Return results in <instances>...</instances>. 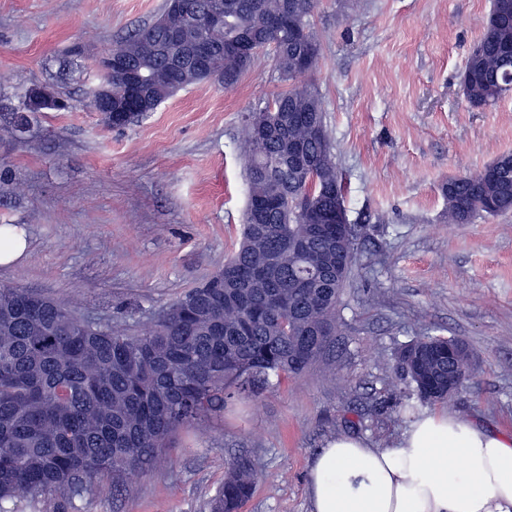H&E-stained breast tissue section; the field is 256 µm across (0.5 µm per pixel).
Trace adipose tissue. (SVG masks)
Listing matches in <instances>:
<instances>
[{
    "mask_svg": "<svg viewBox=\"0 0 512 512\" xmlns=\"http://www.w3.org/2000/svg\"><path fill=\"white\" fill-rule=\"evenodd\" d=\"M313 512H512V434L442 410L389 448L342 436L314 457Z\"/></svg>",
    "mask_w": 512,
    "mask_h": 512,
    "instance_id": "1",
    "label": "adipose tissue"
}]
</instances>
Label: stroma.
<instances>
[{
    "label": "stroma",
    "instance_id": "obj_1",
    "mask_svg": "<svg viewBox=\"0 0 512 512\" xmlns=\"http://www.w3.org/2000/svg\"><path fill=\"white\" fill-rule=\"evenodd\" d=\"M164 0H0V224L28 246L0 267V285L52 296L81 319L148 326L167 303L223 267L247 204L244 113L281 91L260 56L234 86H187L125 129L85 101L94 61ZM491 0H319L315 79L345 183L356 263L340 304L335 357L224 420L186 428L175 448L116 498L108 481L66 512H209L227 462L259 467L240 512H311L308 471L341 436L393 445L409 419L387 386L394 353L429 333L475 353L448 409L512 434V212L453 224L440 186L512 152V96L474 109L461 74ZM45 88L64 110L30 113Z\"/></svg>",
    "mask_w": 512,
    "mask_h": 512
}]
</instances>
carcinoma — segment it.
Returning <instances> with one entry per match:
<instances>
[{"label":"carcinoma","mask_w":512,"mask_h":512,"mask_svg":"<svg viewBox=\"0 0 512 512\" xmlns=\"http://www.w3.org/2000/svg\"><path fill=\"white\" fill-rule=\"evenodd\" d=\"M200 18L224 4V26L182 29L179 43L158 22L112 48L124 71L112 73V95L127 94L123 72L144 77L149 105L103 117L126 127L182 88L224 77L232 86L268 51L285 88L245 113L247 207L242 240L204 284L164 306L141 334L76 317L56 299L0 285V512L39 497L43 512L90 493L103 479L112 495L129 490L185 427L205 430L236 401L258 397L271 379L302 376L335 351L339 306L355 260L357 226L336 239L317 233L312 215L344 204L318 86L321 44L311 24L317 0H297L288 28L268 29L246 57L225 43L277 22L282 0H189ZM207 59L176 71L174 56L200 38ZM314 60L300 62L307 54ZM466 102L488 108L512 93V0H492L478 41L466 56ZM493 164L445 181L441 195L453 224L512 210V180L491 177ZM405 390L395 406L409 417L449 401L448 375L465 385L474 355L455 336H422L396 353ZM256 464L227 463L211 512H236L254 491Z\"/></svg>","instance_id":"cac0c4a2"}]
</instances>
